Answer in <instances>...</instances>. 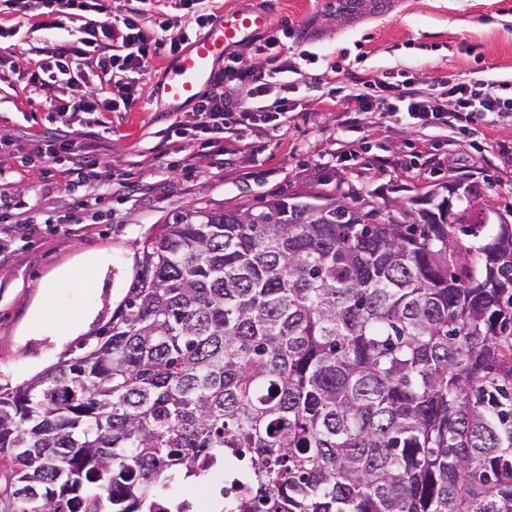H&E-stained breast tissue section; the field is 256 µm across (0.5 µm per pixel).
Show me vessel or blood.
Returning <instances> with one entry per match:
<instances>
[{"instance_id":"vessel-or-blood-1","label":"vessel or blood","mask_w":512,"mask_h":512,"mask_svg":"<svg viewBox=\"0 0 512 512\" xmlns=\"http://www.w3.org/2000/svg\"><path fill=\"white\" fill-rule=\"evenodd\" d=\"M337 8L349 15H362L386 8V0H336ZM270 17L260 10H227L217 15L206 35L166 67L165 78L156 94L169 111L176 112L198 98L202 88L213 78L215 63L225 51L247 40L256 31L268 27Z\"/></svg>"}]
</instances>
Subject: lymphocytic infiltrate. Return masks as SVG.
<instances>
[{
  "label": "lymphocytic infiltrate",
  "instance_id": "f902f5d3",
  "mask_svg": "<svg viewBox=\"0 0 512 512\" xmlns=\"http://www.w3.org/2000/svg\"><path fill=\"white\" fill-rule=\"evenodd\" d=\"M147 2L138 0L137 6L115 17L107 0H0L13 17L12 24L0 25V50H12L22 23L40 18L41 28L56 32V39L45 47L35 68L14 61L9 69L35 89L59 83L74 87L71 97L45 101L46 110L74 118L90 112H112L120 105L128 109L141 92L131 81V74L145 72L159 55H178L189 40L185 32L169 36L165 22L147 28L143 22ZM85 15L91 16V23L79 34H71V22ZM278 44L274 35L255 41L254 53L266 61L265 70L259 74L242 68L237 56L228 54L214 74L211 90L194 102L189 120L172 123L167 155L186 168L193 167L200 157L223 160L233 152L225 143L227 132L277 121L293 111L295 103L288 93L296 87L290 76L298 68L294 61L281 58ZM90 71L98 72V83L88 82L86 74ZM102 81L115 88L116 97L102 95L98 87ZM434 83L440 86V93L416 85L405 72L382 73L357 79L352 93L364 111L400 112L413 125L440 122L454 127L478 117L512 112V79L456 81L438 77ZM30 158L42 164L46 175L62 178L66 190L80 193L86 208L125 198L132 188L122 173L100 179L97 158L72 138L34 141ZM81 222L73 213H46L36 196L26 200L0 198V258L26 247L43 226L60 224L76 236Z\"/></svg>",
  "mask_w": 512,
  "mask_h": 512
}]
</instances>
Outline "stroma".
I'll list each match as a JSON object with an SVG mask.
<instances>
[{
  "label": "stroma",
  "mask_w": 512,
  "mask_h": 512,
  "mask_svg": "<svg viewBox=\"0 0 512 512\" xmlns=\"http://www.w3.org/2000/svg\"><path fill=\"white\" fill-rule=\"evenodd\" d=\"M205 8L269 12L282 57L321 78L297 89L298 106L284 125L235 133L236 150L223 165L203 159L172 169L162 156L168 126L191 112H168L155 93L168 56L139 76L144 97L130 111L111 113L108 126L91 114L69 121L44 111L15 74L0 82V138L13 141L0 151V165L13 172L0 183L1 195L39 193L40 172L23 161L33 134L75 138L98 158L101 176L118 170L139 185L126 203L103 206L83 236L48 228L0 266V378L31 379L101 326L124 298L145 238L194 208L255 211L281 194L352 189L397 219L432 184L454 178L483 182L485 202L512 212V158L503 153L512 145V116L477 124L471 136L411 125L396 112L362 111L347 91L354 78L382 70L407 71L420 83L487 71L512 76V0H392L387 15L358 18L317 0H206ZM91 252L108 255L106 273L80 265Z\"/></svg>",
  "instance_id": "stroma-1"
}]
</instances>
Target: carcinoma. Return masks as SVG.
<instances>
[{
	"label": "carcinoma",
	"mask_w": 512,
	"mask_h": 512,
	"mask_svg": "<svg viewBox=\"0 0 512 512\" xmlns=\"http://www.w3.org/2000/svg\"><path fill=\"white\" fill-rule=\"evenodd\" d=\"M439 186L160 225L94 342L0 386V512H169L229 457L232 512H512V222Z\"/></svg>",
	"instance_id": "1"
}]
</instances>
